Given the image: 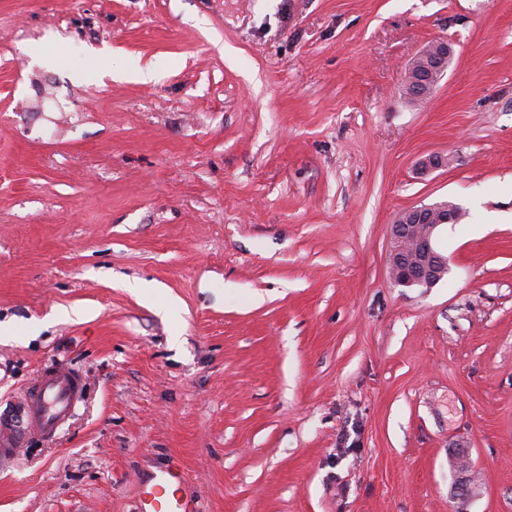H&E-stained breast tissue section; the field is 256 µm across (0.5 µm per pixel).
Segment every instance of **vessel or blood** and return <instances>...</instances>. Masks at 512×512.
Segmentation results:
<instances>
[{
    "label": "vessel or blood",
    "mask_w": 512,
    "mask_h": 512,
    "mask_svg": "<svg viewBox=\"0 0 512 512\" xmlns=\"http://www.w3.org/2000/svg\"><path fill=\"white\" fill-rule=\"evenodd\" d=\"M83 387V379L74 368L53 363L45 366L38 383L27 392L20 412L0 413V460L13 458L30 435L53 434L79 401ZM182 477L181 470L165 471L141 492L137 512H196L190 500L172 491Z\"/></svg>",
    "instance_id": "1"
}]
</instances>
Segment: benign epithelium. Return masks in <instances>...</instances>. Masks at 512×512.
<instances>
[{
    "mask_svg": "<svg viewBox=\"0 0 512 512\" xmlns=\"http://www.w3.org/2000/svg\"><path fill=\"white\" fill-rule=\"evenodd\" d=\"M435 54L440 60L453 55L452 44L446 40L429 43L421 52L424 57ZM442 75L438 74L425 81L411 77L408 84H416L413 99H425L435 89ZM452 156L432 153L420 162V169L430 173L449 166ZM458 208L451 202H441L433 206H416L400 212L391 227V247L389 268L393 285L403 288H432L437 285L448 269V257L436 247V235L447 224L458 222ZM452 468L456 474V485L466 491L473 485L471 464L463 451L452 454Z\"/></svg>",
    "mask_w": 512,
    "mask_h": 512,
    "instance_id": "obj_1",
    "label": "benign epithelium"
}]
</instances>
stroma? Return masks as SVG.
I'll use <instances>...</instances> for the list:
<instances>
[{"label": "stroma", "instance_id": "35a3bbf8", "mask_svg": "<svg viewBox=\"0 0 512 512\" xmlns=\"http://www.w3.org/2000/svg\"><path fill=\"white\" fill-rule=\"evenodd\" d=\"M442 200L447 276L394 286ZM0 324V411L84 379L0 512H136L171 468L199 512H512V0H0ZM435 54L438 55L437 69L438 75H434L433 78H429V80H417L414 75L406 80V83L409 84H420L417 89H415V93L413 95V99L416 101H420L425 99L432 91L435 89L439 81L444 76L442 73V68L440 64V60L450 59L453 55V47L452 44L448 42V40H437L429 43L417 57L413 60L412 70H416L417 63L421 57ZM443 75V76H442ZM412 100V101H414ZM452 202L416 206L401 211L391 227L389 268L391 282L403 288H432L448 269V257L436 247V235L458 222ZM451 463L456 474L457 488L462 492L468 491L474 485L468 455L464 451H457L452 454Z\"/></svg>", "mask_w": 512, "mask_h": 512}]
</instances>
